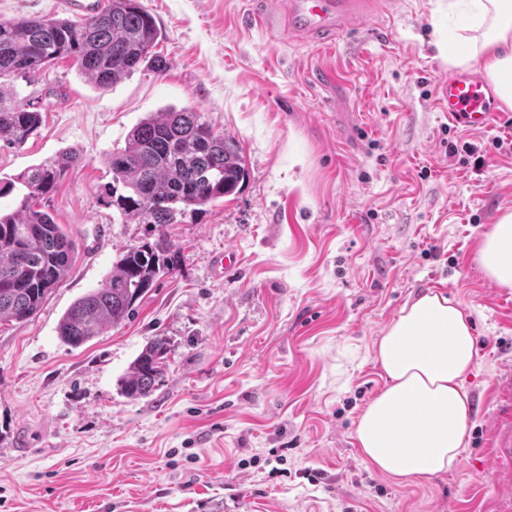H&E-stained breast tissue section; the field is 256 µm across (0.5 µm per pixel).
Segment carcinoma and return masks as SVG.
<instances>
[{"label": "carcinoma", "mask_w": 512, "mask_h": 512, "mask_svg": "<svg viewBox=\"0 0 512 512\" xmlns=\"http://www.w3.org/2000/svg\"><path fill=\"white\" fill-rule=\"evenodd\" d=\"M158 37L153 15L139 0H110L79 24L38 17L0 21V141L21 146L42 123V112L5 96L6 83L31 80L64 58L100 89L146 62L162 73L166 63L155 51ZM81 161L80 154L68 151L17 176L25 193L14 210L0 212V324L32 318L70 271L72 236L35 205L49 200L67 170ZM109 170L112 182L103 203L124 219L146 224H175L179 217L201 214L238 191L247 175L236 140L192 107L168 108L140 121L125 147L112 152ZM178 259L166 239L127 248L101 286L66 310L58 336L80 347L121 324L160 278L176 272ZM169 352L165 337L151 339L121 378L122 392L130 398L149 395Z\"/></svg>", "instance_id": "carcinoma-1"}]
</instances>
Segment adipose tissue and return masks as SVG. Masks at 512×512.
<instances>
[{"instance_id": "adipose-tissue-1", "label": "adipose tissue", "mask_w": 512, "mask_h": 512, "mask_svg": "<svg viewBox=\"0 0 512 512\" xmlns=\"http://www.w3.org/2000/svg\"><path fill=\"white\" fill-rule=\"evenodd\" d=\"M432 26L441 61L482 71L512 109V0H437ZM476 263L512 290V210L483 234ZM475 358L460 303L429 291L405 304L374 343L386 384L356 422L364 461L403 482L453 469L470 421L463 378Z\"/></svg>"}]
</instances>
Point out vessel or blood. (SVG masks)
<instances>
[{
	"instance_id": "obj_1",
	"label": "vessel or blood",
	"mask_w": 512,
	"mask_h": 512,
	"mask_svg": "<svg viewBox=\"0 0 512 512\" xmlns=\"http://www.w3.org/2000/svg\"><path fill=\"white\" fill-rule=\"evenodd\" d=\"M291 30L321 41L363 24L359 0H279ZM450 123L469 132L490 129L498 116L496 94L479 76L452 72L439 80Z\"/></svg>"
}]
</instances>
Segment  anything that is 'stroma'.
<instances>
[{"label": "stroma", "instance_id": "stroma-1", "mask_svg": "<svg viewBox=\"0 0 512 512\" xmlns=\"http://www.w3.org/2000/svg\"><path fill=\"white\" fill-rule=\"evenodd\" d=\"M141 2L164 72L103 91L63 59L4 88L43 122L0 144V210L27 169L83 161L49 202L73 265L35 316L0 327V512H512V291L475 261L512 209V148L494 144L512 111L472 133L437 109L435 0H384L323 44L268 29L250 0ZM185 106L236 139L240 191L175 224L120 218L101 201L109 156ZM466 142L484 167L449 154ZM160 237L178 270L119 326L64 344L70 305ZM227 250L238 265L219 279ZM428 291L473 322L468 443L452 471L401 482L363 461L354 429L385 386L376 339ZM156 335L171 344L163 379L128 398L119 381Z\"/></svg>", "mask_w": 512, "mask_h": 512}]
</instances>
